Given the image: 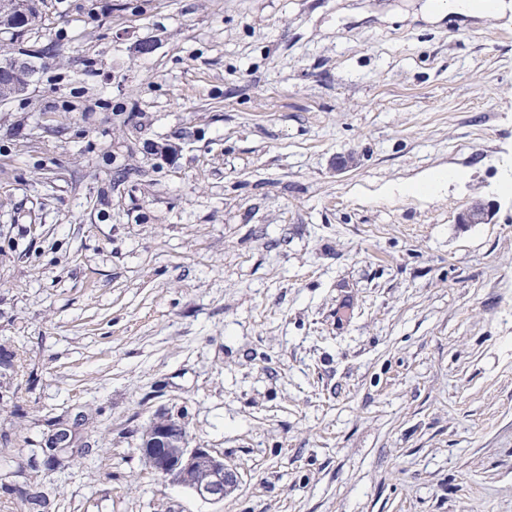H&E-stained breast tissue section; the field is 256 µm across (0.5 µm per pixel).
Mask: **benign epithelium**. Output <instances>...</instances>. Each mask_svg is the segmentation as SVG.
<instances>
[{
    "instance_id": "obj_1",
    "label": "benign epithelium",
    "mask_w": 512,
    "mask_h": 512,
    "mask_svg": "<svg viewBox=\"0 0 512 512\" xmlns=\"http://www.w3.org/2000/svg\"><path fill=\"white\" fill-rule=\"evenodd\" d=\"M25 61L9 58L0 62V73L15 75L18 80L0 87V96H18L28 89L24 76ZM493 217V209L477 202L459 214L460 224H484ZM141 453L148 465L162 479L181 485L190 472H199L201 479L192 491L201 499L221 502L224 495L236 486L234 470L224 462V457L212 454L206 448L190 447L185 427L176 420H164L159 426L145 431L141 441Z\"/></svg>"
}]
</instances>
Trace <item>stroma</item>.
Segmentation results:
<instances>
[{
  "mask_svg": "<svg viewBox=\"0 0 512 512\" xmlns=\"http://www.w3.org/2000/svg\"><path fill=\"white\" fill-rule=\"evenodd\" d=\"M425 3L0 30L36 68L0 101V512H512V12ZM162 415L234 469L223 502L145 466Z\"/></svg>",
  "mask_w": 512,
  "mask_h": 512,
  "instance_id": "35a3bbf8",
  "label": "stroma"
}]
</instances>
